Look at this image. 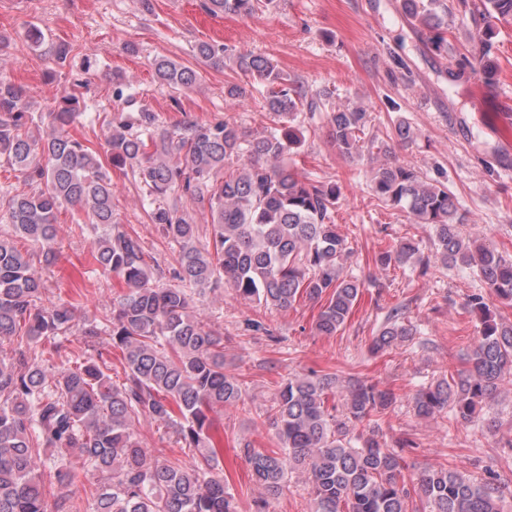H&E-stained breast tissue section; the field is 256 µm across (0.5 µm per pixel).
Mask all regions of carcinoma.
I'll use <instances>...</instances> for the list:
<instances>
[{"instance_id": "obj_1", "label": "carcinoma", "mask_w": 512, "mask_h": 512, "mask_svg": "<svg viewBox=\"0 0 512 512\" xmlns=\"http://www.w3.org/2000/svg\"><path fill=\"white\" fill-rule=\"evenodd\" d=\"M482 42L476 74L494 80V21L512 18V0H459ZM273 0H203L210 14L251 16ZM438 0H400L404 16L429 33L437 52L448 51L446 31L436 22ZM197 56L215 66L228 59L259 78L276 127L253 135L227 122L188 123L169 130L144 108L135 121L103 118L111 131L107 156L127 166L149 197L148 217L179 247L181 285L153 283L140 239L113 222L112 180L100 157L67 128L81 116L74 92L61 96L54 129L36 140L30 127L42 116L29 111L28 90L0 79V161L19 172L28 192L0 189V512H235L209 432L226 406L241 400L237 379L224 372V337L194 310V295L224 286L241 297L286 310L297 299H326L315 329L333 336L350 317L364 284L345 273L347 240L334 224L340 187L301 177L285 159L303 144L301 114L318 102L302 82L270 58L242 54L227 45L202 42ZM156 74L173 88L195 83L196 72L168 59ZM333 144L348 157L378 147L360 107L328 113ZM378 199L400 208L434 232V245L448 268L464 267L499 300L512 303V259L492 244L464 240L448 189L424 180L396 161L369 171ZM207 200L212 249L196 245L197 225L182 199ZM65 205L84 210L76 225L94 237L101 269L123 279L127 291L105 318L111 347L125 360V379L112 381L108 361L96 346L97 325L78 326L76 308L59 299L41 302L45 289L36 266L56 260V213ZM30 248L22 250L21 243ZM421 260L419 243L405 237L380 262ZM467 307L480 326L470 367L419 389L416 417L443 412L471 421L483 415L500 385L512 377V323L503 321L479 293ZM412 326L390 317L370 349L385 352L412 336ZM50 342L69 350L70 366L51 373L39 351ZM394 395L358 378L336 389L333 374L310 373L284 383L271 406L280 443L271 453L247 450L251 479L263 491L256 512L279 498L288 472L307 475L313 512H500L504 486L489 476L475 481L439 467L426 471L417 490L401 479L403 457L387 447L377 417ZM150 419L189 449L195 466L160 458L144 446L138 425ZM54 457L57 483L79 482L76 457L101 474L90 491L91 507L61 494L49 504L41 455Z\"/></svg>"}]
</instances>
